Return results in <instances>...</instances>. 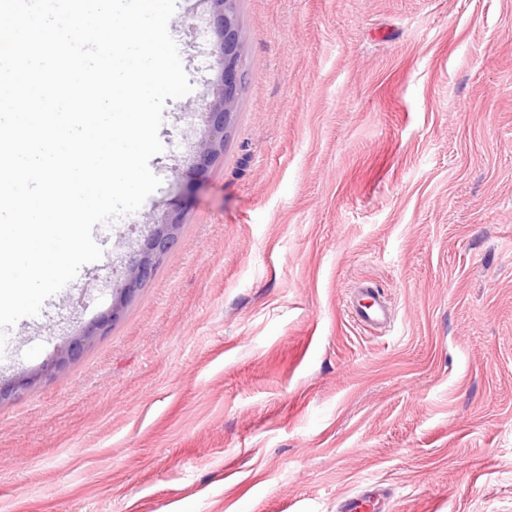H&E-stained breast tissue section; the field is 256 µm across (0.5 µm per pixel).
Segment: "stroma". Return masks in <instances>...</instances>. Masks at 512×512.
Masks as SVG:
<instances>
[{
  "label": "stroma",
  "mask_w": 512,
  "mask_h": 512,
  "mask_svg": "<svg viewBox=\"0 0 512 512\" xmlns=\"http://www.w3.org/2000/svg\"><path fill=\"white\" fill-rule=\"evenodd\" d=\"M169 33L134 213L0 348V380L106 312L152 222L170 252L108 332L0 400V512H512V0H237L242 80L205 179L211 46ZM366 281L391 324L344 307Z\"/></svg>",
  "instance_id": "1"
}]
</instances>
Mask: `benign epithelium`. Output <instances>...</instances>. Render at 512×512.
Returning a JSON list of instances; mask_svg holds the SVG:
<instances>
[{"instance_id":"1","label":"benign epithelium","mask_w":512,"mask_h":512,"mask_svg":"<svg viewBox=\"0 0 512 512\" xmlns=\"http://www.w3.org/2000/svg\"><path fill=\"white\" fill-rule=\"evenodd\" d=\"M213 17L208 33L214 36L213 64L216 71L211 81L212 100L204 103L199 116L204 123V132L194 152L191 169L203 177L218 155L224 150V136L236 110L240 90L239 26L233 8L235 0H208ZM183 212L179 211L154 223L153 227L128 265L121 285L113 292V305L96 320L71 334L57 352L54 359L42 365L51 370L66 359L76 358L85 345L95 336L103 334L118 313L119 305L152 275L156 260L165 256L175 240V226L181 223ZM31 373L24 372L6 382H0V396H12L28 388Z\"/></svg>"}]
</instances>
